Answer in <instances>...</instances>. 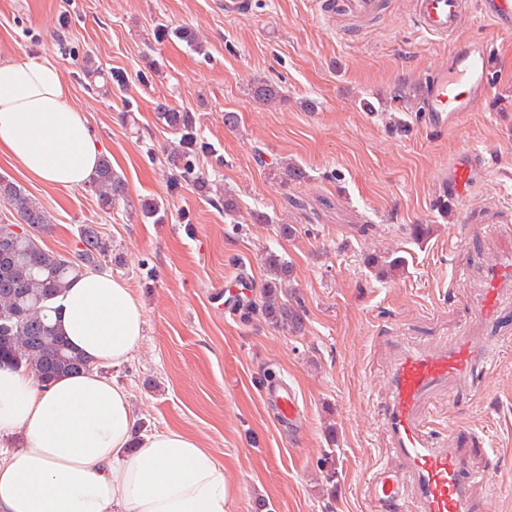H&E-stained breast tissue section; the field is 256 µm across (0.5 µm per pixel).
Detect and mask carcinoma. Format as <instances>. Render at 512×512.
Here are the masks:
<instances>
[{"label":"carcinoma","instance_id":"cac0c4a2","mask_svg":"<svg viewBox=\"0 0 512 512\" xmlns=\"http://www.w3.org/2000/svg\"><path fill=\"white\" fill-rule=\"evenodd\" d=\"M156 35L159 38L172 35L187 46L200 49L194 32L187 27L174 30L161 27ZM81 71L91 84L102 80L106 93L112 91V85L124 82L119 73L109 79L101 77L96 62L89 55L83 58ZM248 95L264 105L286 100L282 86L263 77L254 80ZM158 118L175 137L168 152L170 185L177 187L190 182L205 194L212 192L213 183L196 167V160L214 155L215 149L200 135L194 113L160 104ZM270 175L287 182L301 179L304 172L285 159L272 168ZM88 186L103 211L112 209V205L127 195L125 180L112 168V161L106 155L102 156ZM0 199L8 210L0 217V225L13 224L21 229L19 234L11 231L0 234V363L7 361L23 367L42 383L90 370V359L71 347L59 331L54 321L55 302L73 280L109 263L118 266L120 258L112 256V244L93 224L81 226L73 257L65 258L48 250L41 241L51 230L49 212L23 187L4 175H0ZM213 202L224 208L226 216L238 210L237 194L232 190L219 193ZM164 211L160 199L140 200L139 212L144 222L162 223ZM261 261L269 277L262 287L259 302L240 306L242 319L248 320L258 313L274 327L302 334L306 321L304 303L296 293L283 291L285 283L292 280L293 265L273 250L266 251ZM369 265L382 278L399 271L404 260L394 257L382 261L374 257Z\"/></svg>","mask_w":512,"mask_h":512}]
</instances>
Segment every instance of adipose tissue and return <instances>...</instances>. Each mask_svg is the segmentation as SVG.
I'll list each match as a JSON object with an SVG mask.
<instances>
[{
	"label": "adipose tissue",
	"mask_w": 512,
	"mask_h": 512,
	"mask_svg": "<svg viewBox=\"0 0 512 512\" xmlns=\"http://www.w3.org/2000/svg\"><path fill=\"white\" fill-rule=\"evenodd\" d=\"M0 153L33 180L82 185L102 153L46 58L0 60ZM59 328L92 370L42 386L0 367V512H228L224 469L189 433H136L130 395L102 373L137 350L126 284L91 272L57 301Z\"/></svg>",
	"instance_id": "1"
}]
</instances>
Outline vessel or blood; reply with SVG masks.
<instances>
[{
    "instance_id": "obj_1",
    "label": "vessel or blood",
    "mask_w": 512,
    "mask_h": 512,
    "mask_svg": "<svg viewBox=\"0 0 512 512\" xmlns=\"http://www.w3.org/2000/svg\"><path fill=\"white\" fill-rule=\"evenodd\" d=\"M381 0H317L322 19L338 14L367 18L377 14ZM473 11L489 21L499 34L512 35V0H414L411 21L418 32L439 40L454 39L461 18ZM493 43L456 42L446 66L425 80L422 111L434 132L454 131L462 113L473 111L490 90L489 59ZM479 156L458 165L448 192L463 201L466 181ZM512 308V251L498 253L484 263L481 283L471 301V319L493 328L500 316ZM494 352L492 337L469 335L434 348H404L387 372L388 398L379 419L392 439L402 468L378 467L367 485L371 512H401L406 494H413L417 512H476L473 491L477 484H492V472L476 470L471 464L473 449L449 447L436 434L422 405L441 389L454 385L464 390L478 386ZM274 402L283 422H295L301 414L296 392L281 377H273L262 393Z\"/></svg>"
}]
</instances>
